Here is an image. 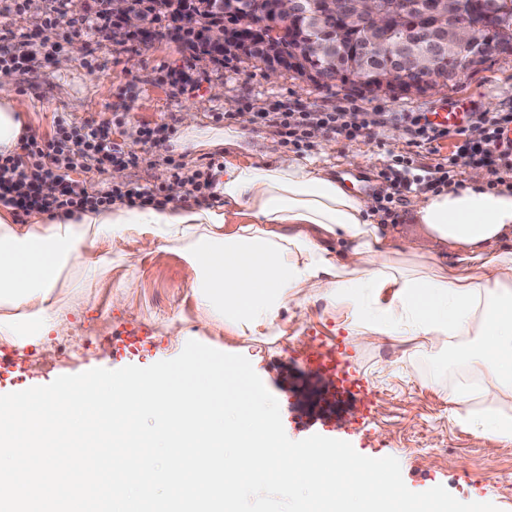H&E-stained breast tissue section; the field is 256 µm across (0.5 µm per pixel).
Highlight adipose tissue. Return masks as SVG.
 Returning <instances> with one entry per match:
<instances>
[{"label": "adipose tissue", "instance_id": "ef3b65f1", "mask_svg": "<svg viewBox=\"0 0 512 512\" xmlns=\"http://www.w3.org/2000/svg\"><path fill=\"white\" fill-rule=\"evenodd\" d=\"M247 123L243 116L211 131L191 124L178 142L225 149L214 205L179 184L165 205L115 203L23 222L0 203V340L19 347L44 340L82 307L63 296L73 277L108 275L135 238L146 253H177L193 272L202 320L239 336L283 335L282 309L309 289L346 312L363 345L479 337L464 363L483 387L449 388L450 418L512 444V417L497 406L512 398V189L488 187L477 170L465 187L415 199L420 223L450 248L451 259L439 263L423 246L393 242L370 219L371 198L331 170L298 158L241 162L251 150ZM28 134L13 92L0 88V155L18 154ZM336 239L345 241L343 252L330 248Z\"/></svg>", "mask_w": 512, "mask_h": 512}]
</instances>
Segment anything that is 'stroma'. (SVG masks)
<instances>
[{"label":"stroma","instance_id":"35a3bbf8","mask_svg":"<svg viewBox=\"0 0 512 512\" xmlns=\"http://www.w3.org/2000/svg\"><path fill=\"white\" fill-rule=\"evenodd\" d=\"M98 12L97 0H75L57 17L53 0L33 10L28 0H0V45L30 54L25 68H0V87L14 91L24 109L31 136L44 142L53 134L57 114L92 127L106 126L113 141L135 153L137 164L104 170L73 171L72 179L88 192L115 183L147 186L167 200L178 169L220 165V150H176L186 116L203 128L234 125L249 118L246 136L253 149L269 158L293 155L283 129L261 124L262 112H336L346 124L360 127L364 113L377 123L348 140L319 134L304 157L329 168L339 180H354L355 191L374 200L371 218L400 243L424 244L430 254L447 259L448 244L418 222L414 201L428 193L425 183L398 193L385 171L395 156L411 158L421 168L452 156L465 140L440 141L437 153L409 145L405 113H430L461 103L464 111L512 112V57L489 62L464 79L458 91L399 97L359 94L341 87L319 88L288 73L271 78L239 60L222 63L191 56L181 42L160 40L145 46L113 42L104 33L86 36L83 50L72 51V27ZM125 265L103 281L76 289L82 302L48 342L35 348L37 366H14L0 381V395L44 386L61 375L93 368L147 367L177 357L182 344L166 332L167 317L178 315L188 339L247 358L265 387L279 402L284 430L295 441L314 434L349 442L361 455L399 460L405 485L414 492L444 486L463 502H489L512 512V444L497 441L481 428H463L448 418L444 392L470 382L464 364L448 359L446 348L420 339L356 344L345 311L318 297L287 304L281 312L286 335L240 337L202 328L191 293L193 273L174 253L147 254L128 243ZM136 280L125 305L112 303V287ZM343 347L351 378L362 398L339 396L335 386L321 388L320 406L303 404L308 372L316 357Z\"/></svg>","mask_w":512,"mask_h":512}]
</instances>
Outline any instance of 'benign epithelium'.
Segmentation results:
<instances>
[{
  "instance_id": "obj_1",
  "label": "benign epithelium",
  "mask_w": 512,
  "mask_h": 512,
  "mask_svg": "<svg viewBox=\"0 0 512 512\" xmlns=\"http://www.w3.org/2000/svg\"><path fill=\"white\" fill-rule=\"evenodd\" d=\"M220 6L239 24L208 27L204 37L215 54L246 57L252 51L265 57L267 75L292 72L326 88L356 84L367 94L393 98L453 90L461 76L512 56L509 17L492 0H431L427 21L419 19L421 0H224ZM107 9L113 40L150 28L130 0H107ZM332 30L334 46L324 41ZM357 42L377 62L367 79L337 66L306 67L308 60L342 55ZM442 56L453 63L444 74L437 65Z\"/></svg>"
}]
</instances>
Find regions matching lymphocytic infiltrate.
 Listing matches in <instances>:
<instances>
[{
	"mask_svg": "<svg viewBox=\"0 0 512 512\" xmlns=\"http://www.w3.org/2000/svg\"><path fill=\"white\" fill-rule=\"evenodd\" d=\"M270 123L282 126L294 146H310L315 132L348 136L347 124L341 123L334 112H280L269 118ZM479 123L486 125L483 139L461 154L465 162L488 167L492 175L501 170H512V112L479 115ZM26 158L0 159V199L10 202L16 209L52 215L60 211L95 209L115 201L130 204H152L157 200L150 189L118 187L97 195L73 185L71 171L88 170L104 164H122L131 158L122 146L114 142L106 129L77 125L71 118L61 115L54 122V135L47 144L31 140L26 142ZM54 181L59 185L56 194L45 195L41 185Z\"/></svg>",
	"mask_w": 512,
	"mask_h": 512,
	"instance_id": "1",
	"label": "lymphocytic infiltrate"
}]
</instances>
